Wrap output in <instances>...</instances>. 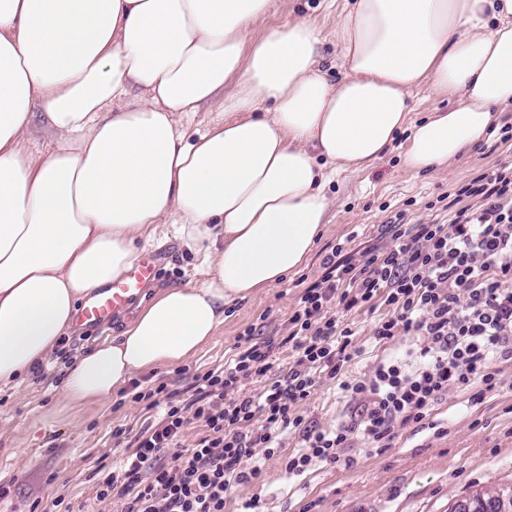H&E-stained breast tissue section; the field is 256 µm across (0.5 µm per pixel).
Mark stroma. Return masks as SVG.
Instances as JSON below:
<instances>
[{
  "instance_id": "1",
  "label": "stroma",
  "mask_w": 512,
  "mask_h": 512,
  "mask_svg": "<svg viewBox=\"0 0 512 512\" xmlns=\"http://www.w3.org/2000/svg\"><path fill=\"white\" fill-rule=\"evenodd\" d=\"M342 7V0H273L259 26L270 29L298 16L314 17L320 50L332 63L340 55L336 17ZM510 162L512 146L501 143L495 133L470 154L424 178L405 172L395 150L366 172L337 174L325 188L330 222L307 263L256 298L233 303L214 339L185 367L136 375L135 386L109 403L75 406L58 391L65 366L103 338L97 330L74 327L52 357L56 378L37 377L0 392V483L10 486L0 512H31L60 494L75 504L92 503L94 471L111 465L117 453L113 431L139 427L143 420L136 391L163 382L188 390L193 375L222 363L225 351L248 328L266 325L286 335L288 314L305 283L320 276L323 257L342 242L352 253L362 248V241L347 240L355 226H364L376 238L386 233L396 212H403L407 223H417L427 218L429 205L438 204L473 173ZM136 248L161 253L158 287L201 278V255L173 234L160 232L151 242L137 241ZM353 320L358 331L354 341L363 352L347 364L343 379L370 373L383 351L401 352L409 344L408 338L398 337L386 347L375 346L369 339L375 315L359 312ZM495 368L500 378L495 390L478 383L467 389L449 386L429 417L396 425L385 447L343 449L342 463L319 466L300 478L289 477L280 457L266 460L259 480L231 489L224 512H239L242 502L254 498L263 512H448L474 491L512 483V359L497 362ZM302 410L314 424L328 427L351 415L355 404L328 380Z\"/></svg>"
}]
</instances>
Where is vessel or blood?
Listing matches in <instances>:
<instances>
[{
    "mask_svg": "<svg viewBox=\"0 0 512 512\" xmlns=\"http://www.w3.org/2000/svg\"><path fill=\"white\" fill-rule=\"evenodd\" d=\"M157 255L142 254L131 268L118 280L97 290L79 308L77 320L91 328H105L113 318L132 314L136 304L157 279Z\"/></svg>",
    "mask_w": 512,
    "mask_h": 512,
    "instance_id": "vessel-or-blood-1",
    "label": "vessel or blood"
}]
</instances>
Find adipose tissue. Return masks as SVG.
Returning <instances> with one entry per match:
<instances>
[{"mask_svg":"<svg viewBox=\"0 0 512 512\" xmlns=\"http://www.w3.org/2000/svg\"><path fill=\"white\" fill-rule=\"evenodd\" d=\"M271 0H0V389L26 381L166 220L202 278L141 304L66 368L73 405L209 344L233 302L303 267L329 222L326 168L362 173L399 133L413 176L486 142L512 106V0H347L329 81L315 20ZM429 84L445 111L411 118ZM223 98L192 143L176 116ZM60 136L40 160L33 109Z\"/></svg>","mask_w":512,"mask_h":512,"instance_id":"ef3b65f1","label":"adipose tissue"}]
</instances>
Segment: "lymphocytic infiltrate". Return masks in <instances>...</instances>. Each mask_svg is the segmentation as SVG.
<instances>
[{
    "instance_id": "f902f5d3",
    "label": "lymphocytic infiltrate",
    "mask_w": 512,
    "mask_h": 512,
    "mask_svg": "<svg viewBox=\"0 0 512 512\" xmlns=\"http://www.w3.org/2000/svg\"><path fill=\"white\" fill-rule=\"evenodd\" d=\"M443 217L409 224L396 213L389 240L365 247L361 260L333 247L288 317L285 343L297 354L288 371L274 369L273 339L247 329L222 365L194 374L190 398L160 384L136 393L163 415L135 436L118 469L102 471L96 502L123 500L121 512H224L232 484L259 479L261 458L286 455L289 474L336 464L354 445L380 448L396 423L421 422L448 385L493 389L492 365L512 359V165L463 182ZM385 308L372 336L386 344L410 336L404 356L381 357L368 377L341 380L353 358L355 331L346 315ZM340 379L356 410L321 429L301 408L324 380ZM259 381L251 395L243 382ZM202 431L184 446V430ZM300 448L285 452L289 436Z\"/></svg>"
}]
</instances>
